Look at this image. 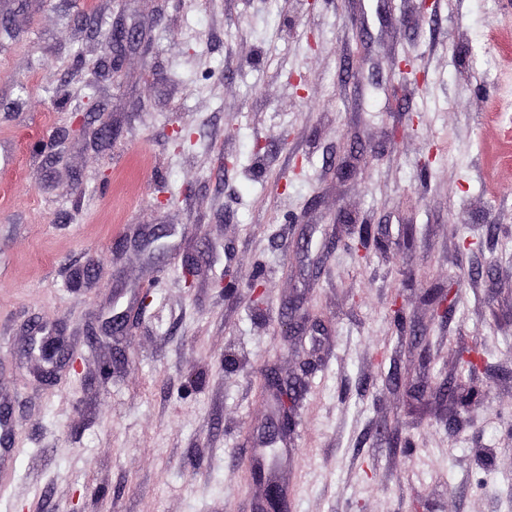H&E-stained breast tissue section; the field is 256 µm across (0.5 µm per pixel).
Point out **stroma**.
Here are the masks:
<instances>
[{"mask_svg":"<svg viewBox=\"0 0 512 512\" xmlns=\"http://www.w3.org/2000/svg\"><path fill=\"white\" fill-rule=\"evenodd\" d=\"M1 405L0 512H512V0H0ZM39 358L52 366L48 369H42V377L50 378L53 375L58 362L68 360L74 366L72 355L68 352L67 345L62 336H44L40 340ZM266 380L271 396L276 402L277 417L272 423V433L277 438L287 439L294 426L292 414L288 411V404L292 403L293 388L272 370L266 374ZM261 512H288V504L286 502L282 487L273 480L266 481V493L264 502L261 505Z\"/></svg>","mask_w":512,"mask_h":512,"instance_id":"1","label":"stroma"}]
</instances>
